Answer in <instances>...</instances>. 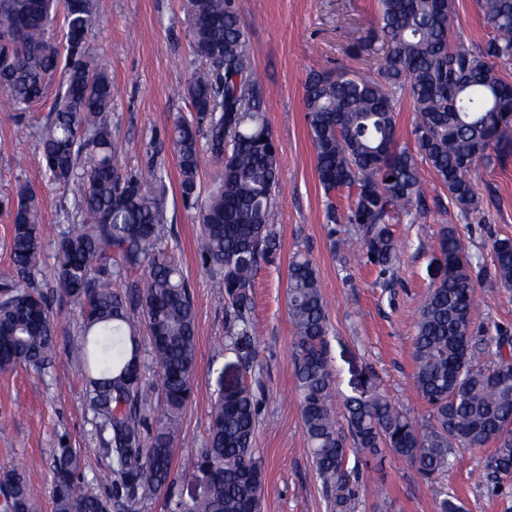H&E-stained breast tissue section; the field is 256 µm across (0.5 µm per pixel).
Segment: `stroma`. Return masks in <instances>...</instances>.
<instances>
[{
    "label": "stroma",
    "mask_w": 512,
    "mask_h": 512,
    "mask_svg": "<svg viewBox=\"0 0 512 512\" xmlns=\"http://www.w3.org/2000/svg\"><path fill=\"white\" fill-rule=\"evenodd\" d=\"M240 25L250 43V60L264 90L261 111L277 145L281 211L280 248L262 261L255 278L253 315L258 335L252 366L224 347V297L211 287L196 259L199 225L179 193L174 155H167L166 206L175 261L188 279L196 312L198 375L173 447L171 488L129 504L123 491L98 483L111 471L112 457L99 445L86 404L87 372L73 346L81 333L77 305L54 287L52 244L64 226L72 198L49 185L35 139H14L15 119L0 107V280L12 277V213L2 204L16 183L33 186L42 202L46 247L30 280L45 296L56 325L55 350L43 370L19 367L0 372V472L21 471L34 492L35 512H54L53 459L59 449L81 456L80 474L106 497L110 512H166L172 497L189 499L198 483L181 477L186 458L204 443L221 386L259 379V424L255 446L264 466L261 512H329L307 451L300 398L295 387L293 328L288 315V264L295 252L312 260L327 300L328 341L340 395L369 376L416 418L428 406L413 383V318L434 282L442 232L454 228L469 243L473 280L483 303L475 316L479 335L512 337V288L492 274V244L512 236V159L478 165L474 174L481 210L462 214L430 169H423L426 212L416 222L391 227L398 248L392 273L345 260L336 240L357 233L356 225L331 224L326 205L347 213L346 192L325 194L315 173L305 121L304 84L314 70L345 68L378 76L377 58L366 45L379 17L378 0H236ZM103 22L88 37L91 55L105 64L119 95L112 129L122 163L137 168L153 135L166 134L176 115H188L183 94L194 67L183 0H98ZM459 22L454 40L475 49L491 32L478 0H453ZM493 445L456 454L444 478L464 512H512V482L487 479ZM358 512H440L430 483L416 467L392 455L379 458L360 485Z\"/></svg>",
    "instance_id": "1"
}]
</instances>
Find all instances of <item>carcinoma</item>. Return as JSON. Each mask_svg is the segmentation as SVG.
<instances>
[{
  "label": "carcinoma",
  "mask_w": 512,
  "mask_h": 512,
  "mask_svg": "<svg viewBox=\"0 0 512 512\" xmlns=\"http://www.w3.org/2000/svg\"><path fill=\"white\" fill-rule=\"evenodd\" d=\"M380 6L378 79L342 68L312 71L304 103L317 179L327 192L348 191V223L360 226L337 245L385 275L397 261L390 225L422 214V166L447 189L448 201L470 214L481 207L475 164L512 156V81L496 66L512 59V0H480L491 33L475 51L451 41L452 0H380ZM60 7L62 41L53 33ZM186 7L197 60L184 87L192 116H177L168 134L152 137L140 167L128 170L112 133L116 87L87 46L101 24L97 0H0V101L15 112V139L36 136L46 178L72 194L73 210L62 221L73 228L54 242L55 288L80 307L78 349L93 372L87 406L115 461L110 478L134 501L173 485L175 434L198 373L195 307L166 231L167 150L176 157L183 203L198 214L200 266L224 293V345L247 365L255 359V277L260 260L279 247L278 157L238 13L231 0H186ZM55 83L49 118L35 129L25 114ZM400 94L413 104L411 147L398 140ZM205 153L218 173L216 187L202 197ZM7 205L16 279L0 284V371L41 369L55 347L48 305L30 290L43 250L41 204L19 182ZM436 263L440 274L414 319L413 382L429 406L420 422L369 378L345 398L342 412L335 410L319 278L309 258L296 254L289 262L295 382L308 452L331 512L356 509L359 470L348 469L351 443L373 459L388 452L417 464L440 512H460L440 482L458 448L494 444L488 480L512 478V340L474 336L472 255L452 228L442 234ZM492 264L496 280L512 288V237L495 240ZM140 268L145 272L130 278ZM133 313L145 325L146 348L125 331ZM485 355L493 357L488 364L479 362ZM149 366L148 386L143 369ZM150 389L159 392L154 405L147 402ZM258 391L241 384L221 393L203 446L183 468L190 476L206 465L212 481L188 501L168 502V512L261 510ZM79 469L77 452L63 448L56 455L55 512H110ZM0 495V512H34L23 473L1 475Z\"/></svg>",
  "instance_id": "cac0c4a2"
}]
</instances>
